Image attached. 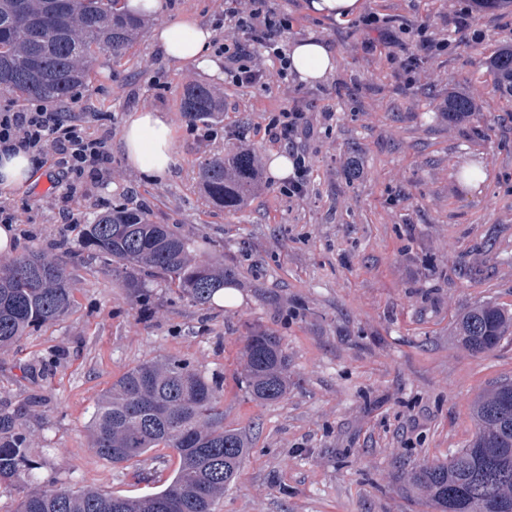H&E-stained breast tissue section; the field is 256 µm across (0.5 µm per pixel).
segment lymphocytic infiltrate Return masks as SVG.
<instances>
[{"mask_svg":"<svg viewBox=\"0 0 512 512\" xmlns=\"http://www.w3.org/2000/svg\"><path fill=\"white\" fill-rule=\"evenodd\" d=\"M226 14L234 23L233 32L216 44L215 51L231 62L232 82L264 84L267 73L261 57L265 54L287 66L282 42L288 20L270 7L269 0H231ZM20 150L50 161L58 180L65 184L69 201L82 195L87 184L96 181L112 161L102 137L38 100L22 106L10 100L0 104V151Z\"/></svg>","mask_w":512,"mask_h":512,"instance_id":"obj_1","label":"lymphocytic infiltrate"}]
</instances>
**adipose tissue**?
Segmentation results:
<instances>
[{
    "mask_svg": "<svg viewBox=\"0 0 512 512\" xmlns=\"http://www.w3.org/2000/svg\"><path fill=\"white\" fill-rule=\"evenodd\" d=\"M213 37L212 30L191 20L162 26L153 33L169 59L209 71L217 67L208 54ZM288 61L299 81L310 85L322 81L335 69L332 50L314 38L292 43ZM121 142L129 166L141 171L162 176L175 162V130L157 113H131L125 121Z\"/></svg>",
    "mask_w": 512,
    "mask_h": 512,
    "instance_id": "ef3b65f1",
    "label": "adipose tissue"
}]
</instances>
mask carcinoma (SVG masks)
I'll list each match as a JSON object with an SVG mask.
<instances>
[{
	"label": "carcinoma",
	"instance_id": "carcinoma-1",
	"mask_svg": "<svg viewBox=\"0 0 512 512\" xmlns=\"http://www.w3.org/2000/svg\"><path fill=\"white\" fill-rule=\"evenodd\" d=\"M124 0H0V93L20 100L64 102L91 80L99 57L121 59L143 32ZM181 109L190 121L213 117L218 104L204 84L186 87ZM472 106L450 97L446 115L460 120ZM259 172L248 150L229 148L199 164L208 203L229 213L252 196ZM83 242L136 302L160 281L196 306L235 276L215 258L191 255V243L150 213L114 205L85 225ZM72 273L63 261L31 249L0 262V351L26 331L66 317L73 308ZM512 329V312L484 302L459 322L463 344L493 350ZM239 380L248 396L276 401L288 392V355L282 339L261 328L242 339ZM478 431L447 461L426 464L412 476L436 512H512V382L474 402ZM95 455L122 465L165 448L178 459L171 479L154 493L125 497L93 488L34 480L30 437L17 419L0 418V483L28 486L18 512H215L224 489L240 477L249 441L224 427V389L181 359L148 360L125 372L94 405L89 423Z\"/></svg>",
	"mask_w": 512,
	"mask_h": 512
}]
</instances>
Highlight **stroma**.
I'll return each mask as SVG.
<instances>
[{
  "label": "stroma",
  "mask_w": 512,
  "mask_h": 512,
  "mask_svg": "<svg viewBox=\"0 0 512 512\" xmlns=\"http://www.w3.org/2000/svg\"><path fill=\"white\" fill-rule=\"evenodd\" d=\"M164 2L121 60L98 59L82 89L78 114L106 135L107 170L69 203L45 164L27 188L0 190V204L19 215V250L58 245L74 270L71 312L0 354V416L21 418L33 435L40 485L142 496L177 459L157 448L123 466L100 460L89 445L92 407L143 361L185 359L223 383L224 425L251 445L216 512H434L412 473L465 447L474 401L512 381V334L476 354L456 331L478 303L512 309V96L488 67L493 52L512 48V0H360L344 20L308 12L307 0H271L288 16L289 41L321 39L336 70L303 84L268 57L255 86L232 83L226 58L215 72L180 65L151 39L155 27L189 17L223 40L225 0ZM468 3L470 27L456 33ZM369 15L385 18L383 32L363 29ZM404 24L426 25L438 44L412 79L399 66ZM195 83L223 99V114L185 118L181 96ZM452 94L475 102L466 120L444 117ZM287 108L311 127L294 147L307 166L301 198L266 166L284 146L265 128ZM144 110L176 132L163 177L130 167L121 151L126 118ZM232 146L254 153L261 183L230 214L205 200L197 169ZM468 165L484 173L479 185L463 175ZM116 203L170 225L198 259L223 256L241 303L201 308L158 282L132 303L82 242L84 225ZM65 207L74 223H62ZM252 327L282 339V399L253 401L235 380Z\"/></svg>",
  "instance_id": "obj_1"
}]
</instances>
